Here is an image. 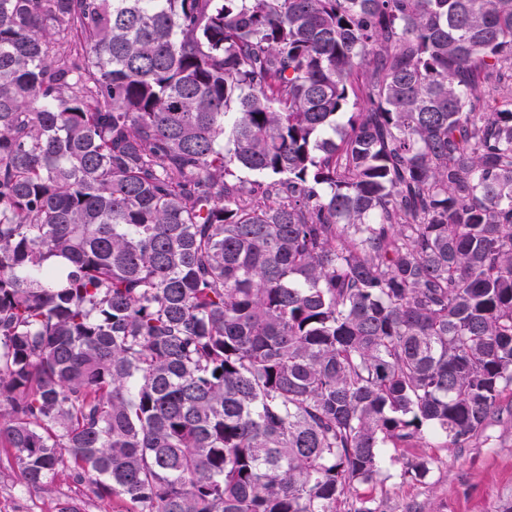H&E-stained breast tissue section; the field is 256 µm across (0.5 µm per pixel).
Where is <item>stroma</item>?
<instances>
[{"label":"stroma","mask_w":512,"mask_h":512,"mask_svg":"<svg viewBox=\"0 0 512 512\" xmlns=\"http://www.w3.org/2000/svg\"><path fill=\"white\" fill-rule=\"evenodd\" d=\"M431 460L429 476L421 482L404 477L406 461ZM10 451L0 447V512H58L62 501L74 500L83 512H130L128 501L102 498L89 479L59 472L52 483L30 488L10 466ZM387 478L364 487L365 495L388 499L394 512L423 505L432 512H499L512 504V427L491 424L470 447L414 448L407 455L388 452Z\"/></svg>","instance_id":"stroma-1"}]
</instances>
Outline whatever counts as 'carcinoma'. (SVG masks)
<instances>
[{
	"instance_id": "1",
	"label": "carcinoma",
	"mask_w": 512,
	"mask_h": 512,
	"mask_svg": "<svg viewBox=\"0 0 512 512\" xmlns=\"http://www.w3.org/2000/svg\"><path fill=\"white\" fill-rule=\"evenodd\" d=\"M507 388L512 0H0L27 485L392 512L387 449L468 447Z\"/></svg>"
}]
</instances>
